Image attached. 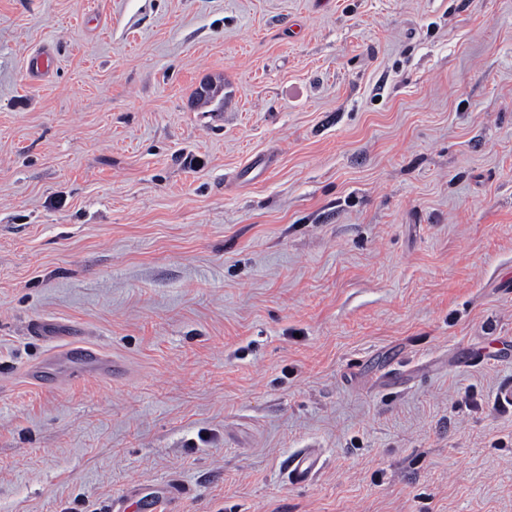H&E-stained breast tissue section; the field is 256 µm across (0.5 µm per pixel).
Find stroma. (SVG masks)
I'll list each match as a JSON object with an SVG mask.
<instances>
[{
    "label": "stroma",
    "mask_w": 512,
    "mask_h": 512,
    "mask_svg": "<svg viewBox=\"0 0 512 512\" xmlns=\"http://www.w3.org/2000/svg\"><path fill=\"white\" fill-rule=\"evenodd\" d=\"M508 388L512 0H0V512H512ZM54 52L51 47H44L29 59L28 77L35 82L45 80L54 68ZM76 350L80 351L79 360L82 361L79 369L81 372H88L92 370H102L105 374L112 371V375L119 367V363L115 358L109 359L101 356L95 345L85 342L79 349L74 348L72 344L60 343L54 347L50 357L54 361H62L68 365L73 362V354ZM320 470V457L311 448L296 452L288 462V480L302 485L310 482ZM179 493L173 487L166 485L150 493L144 494L138 491L127 495V497L135 500L131 512H140L135 511L138 509H150L151 512L163 509L165 512H175L171 504L176 500Z\"/></svg>",
    "instance_id": "35a3bbf8"
}]
</instances>
